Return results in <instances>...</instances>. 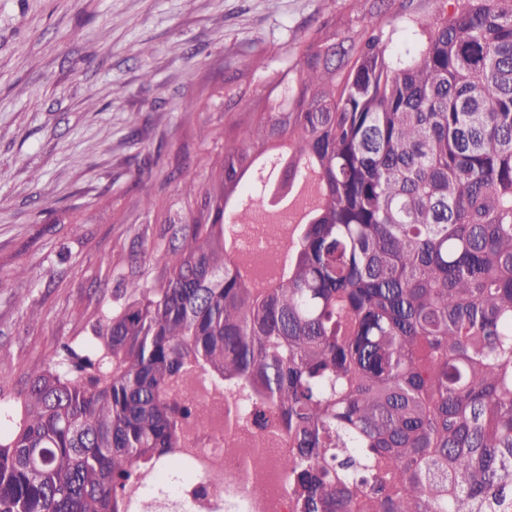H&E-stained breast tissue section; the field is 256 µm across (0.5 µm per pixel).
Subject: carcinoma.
<instances>
[{
	"label": "carcinoma",
	"instance_id": "1",
	"mask_svg": "<svg viewBox=\"0 0 512 512\" xmlns=\"http://www.w3.org/2000/svg\"><path fill=\"white\" fill-rule=\"evenodd\" d=\"M343 0L275 112L224 143L200 208L0 414V512H129L125 488L209 424L194 375L274 412L299 512H512V0ZM281 155L320 205L256 286L229 224Z\"/></svg>",
	"mask_w": 512,
	"mask_h": 512
}]
</instances>
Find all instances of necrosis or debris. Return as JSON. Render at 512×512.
Segmentation results:
<instances>
[{"mask_svg":"<svg viewBox=\"0 0 512 512\" xmlns=\"http://www.w3.org/2000/svg\"><path fill=\"white\" fill-rule=\"evenodd\" d=\"M179 399L207 406V431L189 429L185 448L168 461L169 474L138 472L125 490L130 512H298L286 465L288 437L274 413L203 377ZM218 483L220 497L212 493Z\"/></svg>","mask_w":512,"mask_h":512,"instance_id":"4bbe7bcc","label":"necrosis or debris"}]
</instances>
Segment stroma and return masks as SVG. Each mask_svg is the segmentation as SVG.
Masks as SVG:
<instances>
[{
  "label": "stroma",
  "mask_w": 512,
  "mask_h": 512,
  "mask_svg": "<svg viewBox=\"0 0 512 512\" xmlns=\"http://www.w3.org/2000/svg\"><path fill=\"white\" fill-rule=\"evenodd\" d=\"M332 7L0 0V409L62 345L94 361L87 317L122 279L158 274L137 235L156 240L194 205L187 184L212 183L225 141L278 103L274 84ZM234 85L245 95L228 112Z\"/></svg>",
  "instance_id": "obj_1"
}]
</instances>
